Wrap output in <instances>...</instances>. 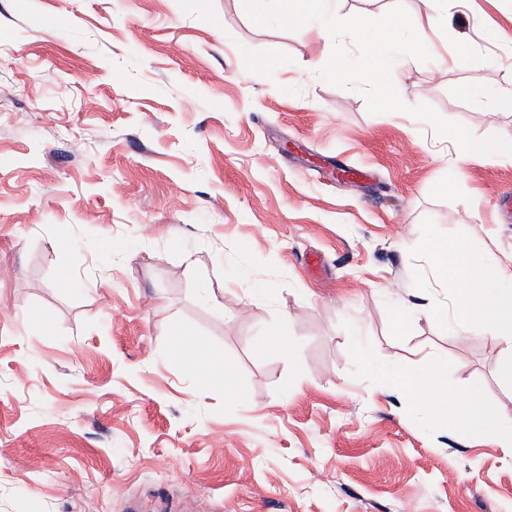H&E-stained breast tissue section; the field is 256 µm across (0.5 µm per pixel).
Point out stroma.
<instances>
[{
  "label": "stroma",
  "instance_id": "35a3bbf8",
  "mask_svg": "<svg viewBox=\"0 0 512 512\" xmlns=\"http://www.w3.org/2000/svg\"><path fill=\"white\" fill-rule=\"evenodd\" d=\"M375 6L430 8L339 9ZM438 9L462 63L420 54L387 108L348 35L276 2L0 0V512H512L500 341L393 328L448 300L426 239L512 252V162L443 137L512 140V0ZM187 331L206 375L172 356ZM432 360L491 429L380 378Z\"/></svg>",
  "mask_w": 512,
  "mask_h": 512
}]
</instances>
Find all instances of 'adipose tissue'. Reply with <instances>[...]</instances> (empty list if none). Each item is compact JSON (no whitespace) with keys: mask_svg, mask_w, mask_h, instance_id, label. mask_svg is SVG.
I'll list each match as a JSON object with an SVG mask.
<instances>
[{"mask_svg":"<svg viewBox=\"0 0 512 512\" xmlns=\"http://www.w3.org/2000/svg\"><path fill=\"white\" fill-rule=\"evenodd\" d=\"M296 23L306 25L318 39L340 31L336 0H292ZM404 24L398 14L378 11L363 14L351 32L362 51L370 76L379 82H396L398 73L410 65L418 51L402 38ZM424 250L436 265L439 278L451 294L450 324L459 336L485 331L500 339L512 356V253L477 260L482 247L471 239L430 241ZM388 378L402 386L414 405L429 413L446 415L459 430L485 423L489 412L477 393L458 398L448 385L444 363L433 362L416 369L393 368Z\"/></svg>","mask_w":512,"mask_h":512,"instance_id":"adipose-tissue-1","label":"adipose tissue"}]
</instances>
